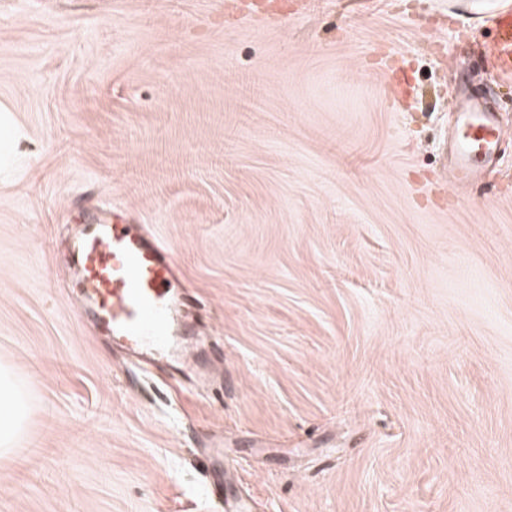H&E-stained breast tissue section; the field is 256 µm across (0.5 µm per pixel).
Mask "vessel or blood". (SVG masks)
<instances>
[{"label": "vessel or blood", "mask_w": 512, "mask_h": 512, "mask_svg": "<svg viewBox=\"0 0 512 512\" xmlns=\"http://www.w3.org/2000/svg\"><path fill=\"white\" fill-rule=\"evenodd\" d=\"M490 22L498 71L512 76V12H497ZM455 109L460 134L451 144L448 181L473 183L480 172L473 158L493 162L501 129L494 113L469 98ZM71 269L79 308L113 347L148 365L185 356L181 309L189 296L169 247L144 225L129 223L120 209L96 216L72 247Z\"/></svg>", "instance_id": "1"}]
</instances>
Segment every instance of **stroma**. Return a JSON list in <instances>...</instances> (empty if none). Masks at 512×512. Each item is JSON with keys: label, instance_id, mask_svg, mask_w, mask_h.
I'll list each match as a JSON object with an SVG mask.
<instances>
[{"label": "stroma", "instance_id": "35a3bbf8", "mask_svg": "<svg viewBox=\"0 0 512 512\" xmlns=\"http://www.w3.org/2000/svg\"><path fill=\"white\" fill-rule=\"evenodd\" d=\"M226 2L0 0V512H512V135L440 177L474 74L512 127L496 0ZM98 204L170 243L202 371L79 311ZM27 403L10 369L0 364V456L11 454L23 432Z\"/></svg>", "mask_w": 512, "mask_h": 512}]
</instances>
